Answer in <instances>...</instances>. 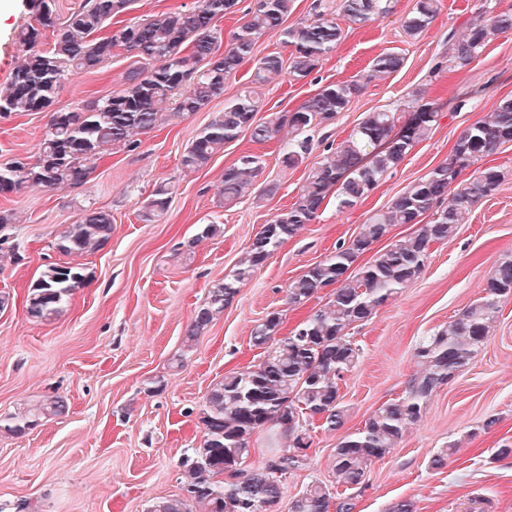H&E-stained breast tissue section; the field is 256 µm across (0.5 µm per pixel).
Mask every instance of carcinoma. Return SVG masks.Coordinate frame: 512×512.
<instances>
[{"instance_id": "cac0c4a2", "label": "carcinoma", "mask_w": 512, "mask_h": 512, "mask_svg": "<svg viewBox=\"0 0 512 512\" xmlns=\"http://www.w3.org/2000/svg\"><path fill=\"white\" fill-rule=\"evenodd\" d=\"M134 0H76L70 11L58 13L55 0H30L32 22L18 33L24 55L5 84L0 85V117L13 112H47L49 120L33 160L0 165V195L30 185L52 189L81 187L112 150L134 151L138 136L164 120L187 117L224 93V78L252 58L259 39L277 31L289 58L268 54L254 67L252 84L286 72L294 79L310 76L323 57L344 36L343 26L364 25L391 13V0H341L339 12L319 10L310 20L284 26L293 0H255L247 19L231 35L223 53L222 33L215 22L234 12L239 0H196L189 10L170 8L144 19L112 26ZM439 12V0H415L402 17L404 32H424ZM52 42L45 47L43 32ZM512 31V13L478 9L467 33L448 35V70L469 66L497 35ZM123 49L134 58L125 87L106 97L79 101L71 109H53L72 72H90ZM403 58L383 53L374 58L359 79L328 83L299 107L268 122H256L259 100L245 90L224 104L185 148L180 164L187 171L208 166L224 144L249 131L250 140L264 144L283 127L293 134L284 146L283 161L296 166L312 152L310 133L334 124L351 99L366 84L397 72ZM176 111H168L173 96ZM412 112L425 117L411 122L403 111L368 112L336 147L311 163L294 202L276 214L250 240L233 274L208 292L185 327L183 344L192 348L216 316L232 302L240 285L256 267L304 225L312 223L330 191L338 209L364 201L381 179L396 168L432 130L439 105L419 97ZM512 142V96L499 100L486 118L466 129L452 146L448 159L399 194L383 212H376L357 235L336 246L324 260L311 265L286 287V301L297 307L318 290L334 287L329 300L286 335H278L282 314L273 311L252 331L253 347L261 360L225 375L210 388L198 413L199 446L191 449L184 494L162 497L149 512H269L286 498L288 475L307 467L310 457L298 454L312 445L311 431L341 429L345 409L340 381L359 362L360 348L351 330L371 320L376 309L418 278L435 243L452 240L459 225L468 222L475 205L504 180L495 166L477 168L467 179L460 173L480 158ZM262 169L260 157L243 154L224 170L222 195L230 206L254 191ZM170 187L157 186L141 214L145 222L163 216ZM432 216L427 221L425 217ZM395 224H413L411 235L376 253L362 266L357 259L389 233ZM112 237V214L82 206L78 219L55 239V249L72 259L103 249ZM86 280L81 264H49L31 285L27 312L37 321L60 314L69 297ZM484 296L462 311L448 327L422 340L416 356L422 366L403 395L384 403L364 425L340 438L331 465L333 481L308 483L289 498L288 512H351L352 491L366 486L370 467L397 447L409 426L421 417L428 398L449 383L468 364L489 336L499 304L512 297V258L499 261L489 273ZM68 412L64 396L56 394L22 411L0 417V430L20 436L48 417ZM275 429L288 438V447L261 467H249L234 481L224 480L226 468L248 457L255 435Z\"/></svg>"}]
</instances>
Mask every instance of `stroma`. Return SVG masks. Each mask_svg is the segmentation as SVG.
Masks as SVG:
<instances>
[{
    "instance_id": "obj_1",
    "label": "stroma",
    "mask_w": 512,
    "mask_h": 512,
    "mask_svg": "<svg viewBox=\"0 0 512 512\" xmlns=\"http://www.w3.org/2000/svg\"><path fill=\"white\" fill-rule=\"evenodd\" d=\"M485 1L512 12V0H441L434 22L411 37L400 18L414 0H393L392 14L346 29L309 77L282 75L259 86L257 117L265 121L294 110L325 84L355 79L376 56L394 52L403 59L401 69L352 98L329 141L340 142L366 113L402 105L416 91L437 102L441 113L429 136L363 202L340 212L335 197H328L319 217L256 269L192 349L184 348L183 332L195 307L232 273L250 240L293 203L304 183L305 167L283 161L285 132L265 144L244 134L207 168L180 166L199 129L223 111L226 100L250 88L253 61L230 74L223 96L204 109L163 122L142 135L137 150H114L84 186L26 187L0 196V211L16 218L9 234L23 255L17 262L8 249L0 250V293L10 296L9 307L0 310V415L57 393L70 406L68 414L43 419L24 435L0 432V512H148L157 498L181 495L187 451L200 443L198 412L213 383L258 362L251 342L255 326L278 311L284 329H291L330 295L321 289L292 308L285 301L287 285L445 161L465 129L512 95V32L489 43L463 70L444 65L449 33H464ZM30 20L26 0H6L0 9V83L22 59L16 35ZM130 63L120 51L100 69L74 73L56 108L122 89ZM458 98L464 101L459 108ZM48 119L44 112L0 118V163L32 157ZM246 151L264 161L258 192L225 205L224 170ZM485 162L503 170L505 180L476 205L453 240L432 245L416 280L354 329L363 354L341 384L345 425L339 432H313L311 460L289 477V494L330 479L341 433L362 427L378 407L402 395L420 371L415 349L421 339L479 300L492 267L512 257V143ZM162 183L172 190L170 207L156 222H144L143 207ZM86 204L111 212L112 238L81 257L87 281L62 312L34 320L27 313L29 289L46 265L64 263L52 241ZM211 223L219 233L204 235ZM492 415L497 424L485 428ZM504 443H512V299L501 304L489 337L464 370L433 393L402 442L371 466L353 512H387L402 500L411 501L414 512H473L478 500L489 504V512H512V463L492 458ZM440 448L452 451L448 465L431 469L428 461Z\"/></svg>"
}]
</instances>
